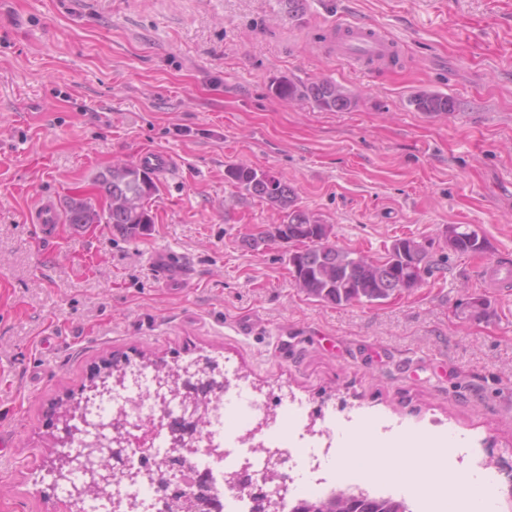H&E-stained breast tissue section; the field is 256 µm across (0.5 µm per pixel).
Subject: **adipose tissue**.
<instances>
[{"label":"adipose tissue","instance_id":"1","mask_svg":"<svg viewBox=\"0 0 512 512\" xmlns=\"http://www.w3.org/2000/svg\"><path fill=\"white\" fill-rule=\"evenodd\" d=\"M367 476L377 482H400L426 495L433 512H476L481 490L467 476L448 475L439 448L406 452L402 444L382 448L366 460Z\"/></svg>","mask_w":512,"mask_h":512}]
</instances>
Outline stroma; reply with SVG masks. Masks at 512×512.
<instances>
[{
  "label": "stroma",
  "instance_id": "35a3bbf8",
  "mask_svg": "<svg viewBox=\"0 0 512 512\" xmlns=\"http://www.w3.org/2000/svg\"><path fill=\"white\" fill-rule=\"evenodd\" d=\"M379 26L395 66L332 56L336 20ZM331 79L356 98L328 112L282 100L280 76ZM447 94L445 114L409 99ZM171 152L156 174L154 224L126 240L109 225L57 224L51 242L26 213L106 201L96 179ZM244 163L286 181L330 224L329 241L373 259L411 237L430 271L377 304L334 305L298 288L288 244L250 240L281 223L232 186ZM475 229L477 255L448 250V225ZM180 254L184 286L150 257ZM512 0H0V512H66L43 464L52 422L96 367L118 357L169 366L209 358L277 405L280 387L338 455L408 435L442 440L448 471L471 473L460 442L501 471L512 512ZM484 299L493 315L470 317ZM139 164L147 165L160 173H167L175 169L177 159L173 154L157 149H142L137 152Z\"/></svg>",
  "mask_w": 512,
  "mask_h": 512
}]
</instances>
